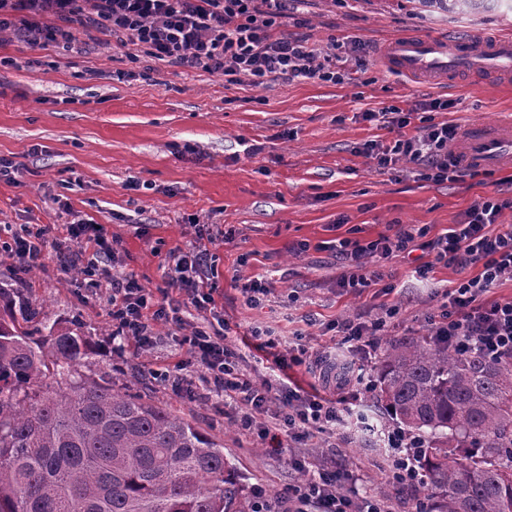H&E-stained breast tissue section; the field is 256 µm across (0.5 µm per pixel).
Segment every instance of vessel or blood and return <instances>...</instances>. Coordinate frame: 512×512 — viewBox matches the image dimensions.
Instances as JSON below:
<instances>
[{"mask_svg":"<svg viewBox=\"0 0 512 512\" xmlns=\"http://www.w3.org/2000/svg\"><path fill=\"white\" fill-rule=\"evenodd\" d=\"M382 62L401 74L432 81L460 73L511 75L512 38L483 39L474 44L427 35L400 36L385 45ZM453 153L469 168H512V121L468 124Z\"/></svg>","mask_w":512,"mask_h":512,"instance_id":"b4317fda","label":"vessel or blood"}]
</instances>
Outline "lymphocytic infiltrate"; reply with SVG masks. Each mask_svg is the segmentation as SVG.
Instances as JSON below:
<instances>
[{"label": "lymphocytic infiltrate", "mask_w": 512, "mask_h": 512, "mask_svg": "<svg viewBox=\"0 0 512 512\" xmlns=\"http://www.w3.org/2000/svg\"><path fill=\"white\" fill-rule=\"evenodd\" d=\"M287 0H0V31L20 30L33 46H54L65 50L77 47L72 25L106 29L122 44L142 47L157 60L185 69L202 68L227 76H250L253 83L271 78L312 79L343 83L345 74L337 65L336 47L311 42L305 36L272 31L284 16ZM30 13V20H19L18 12ZM50 12L60 23L42 27L34 15ZM409 116L392 118L400 134L393 145L367 144L365 153L379 168L405 160L418 168L421 179L435 183L464 178L448 150L458 134L457 126L428 124L407 133ZM512 202L492 196L466 210L459 223L448 232L429 237L427 228L402 227L394 234L380 235L365 242L342 238L334 246L346 269L338 287L363 292L378 284L381 274L368 270L365 258L386 259L413 247L433 252L436 262L472 268L474 276L457 282L448 291V302L434 320L432 334L455 344L466 353L480 351L493 359L512 352V299L489 302L485 295L504 278L512 277V225L493 231L504 210ZM34 269L44 263L47 251H54L64 264L81 263L89 286H96L99 261L115 257L118 243L109 239L101 225L80 220L55 227L27 224L12 232L0 244ZM173 272L167 282L169 300L156 302L152 291L134 276L112 277L109 303L115 327L113 337L135 350L146 351L153 340L155 325L182 328L187 307L214 306L208 286L212 265L206 250L197 246L176 248L169 253ZM395 309L383 316L363 320L341 319L334 323L337 335L357 347L374 346ZM225 328L214 325L192 327L183 337L189 363L207 373L213 392L242 408V429L253 426L255 414L270 413L272 428L295 441H308L335 432L340 411L334 400L302 394L288 383L257 381L243 372L236 355L226 342ZM386 448L384 470L390 482L406 486L422 484L418 451L424 447L421 436L401 429L382 433ZM341 477L326 469L306 473L304 481L288 487L278 512H389L385 498L370 495L353 500L340 485Z\"/></svg>", "instance_id": "lymphocytic-infiltrate-1"}]
</instances>
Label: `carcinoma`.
<instances>
[{
    "mask_svg": "<svg viewBox=\"0 0 512 512\" xmlns=\"http://www.w3.org/2000/svg\"><path fill=\"white\" fill-rule=\"evenodd\" d=\"M500 0H420L447 13ZM94 346L54 323L34 337L0 318V512H260L224 446L166 406L81 372ZM380 396L433 439L422 488L441 512H512V354L461 356L433 336L387 342Z\"/></svg>",
    "mask_w": 512,
    "mask_h": 512,
    "instance_id": "1",
    "label": "carcinoma"
}]
</instances>
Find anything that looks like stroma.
I'll use <instances>...</instances> for the list:
<instances>
[{
	"instance_id": "stroma-1",
	"label": "stroma",
	"mask_w": 512,
	"mask_h": 512,
	"mask_svg": "<svg viewBox=\"0 0 512 512\" xmlns=\"http://www.w3.org/2000/svg\"><path fill=\"white\" fill-rule=\"evenodd\" d=\"M475 30L512 36V7L448 15L417 0H290L280 33L307 35L323 46L333 38L343 42L347 77L337 85L275 79L258 87L244 75L230 82L221 73L133 53L93 28L74 27L78 53L0 36V157L27 169L22 184L0 180V225L84 219L119 241L115 262L101 265L97 287H86L76 268L60 267L55 256L23 273L17 259L0 254V288L14 292L17 304L41 309L27 325L32 335H44L57 321L90 336L96 354L88 375L107 376L223 441L247 491L281 492L297 483L301 474L293 459L310 466L325 461L360 473L361 482L342 479L348 494H380L391 512H413L420 500L437 512V498L419 489L394 491L382 470L380 442L353 424L337 427L322 448L287 439L273 447L260 426L240 432L239 410L210 394L200 368L189 365L182 372L197 397L177 392L159 373L182 356L179 329L156 326L148 352H115L107 298L116 272L134 275L162 298L168 251L197 243L201 233H216L208 246L217 270L214 298L244 370L259 380L275 367L277 349H258L254 327L301 335L307 355L292 367L293 381L394 426L374 385L382 347L347 348L329 324L373 318L394 306L399 313L389 336L428 333L451 282L473 271L436 263L433 254L417 249L381 262L382 284L356 294L337 288L344 263L321 244L374 240L394 234L400 224L427 227L437 237L482 198L511 199L512 169L452 183L422 180L403 160L379 170L362 148L372 140L393 144L397 134L386 120L364 115L396 108L410 114L416 128L418 103L439 98L449 107L434 113L435 122H495L512 118V83L412 80L376 57L362 70L356 49L377 48L407 33L457 38ZM224 229L229 238H219ZM428 263L432 272L420 278L418 267ZM253 278L275 288L255 309L240 292ZM330 354L364 369L370 387L322 383L314 360Z\"/></svg>"
}]
</instances>
